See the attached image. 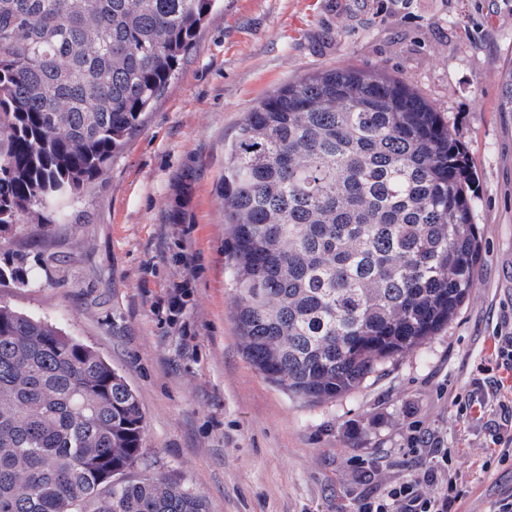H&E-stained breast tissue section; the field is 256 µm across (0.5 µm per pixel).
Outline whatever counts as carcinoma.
I'll return each instance as SVG.
<instances>
[{"instance_id": "cac0c4a2", "label": "carcinoma", "mask_w": 512, "mask_h": 512, "mask_svg": "<svg viewBox=\"0 0 512 512\" xmlns=\"http://www.w3.org/2000/svg\"><path fill=\"white\" fill-rule=\"evenodd\" d=\"M215 0H0V231L107 169L175 78ZM463 148L382 68L262 99L224 152L225 265L246 357L308 402L356 388L447 325L480 257ZM26 285L19 265L0 283ZM144 418L125 379L0 305V512H205L131 475Z\"/></svg>"}]
</instances>
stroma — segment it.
<instances>
[{
    "instance_id": "35a3bbf8",
    "label": "stroma",
    "mask_w": 512,
    "mask_h": 512,
    "mask_svg": "<svg viewBox=\"0 0 512 512\" xmlns=\"http://www.w3.org/2000/svg\"><path fill=\"white\" fill-rule=\"evenodd\" d=\"M512 0H218L176 78L106 172L53 211L0 232V266L29 284L0 304L98 350L135 390L144 468L174 475L206 512H355L430 465L413 425L457 449L462 512H490L512 466L481 465L499 412L461 423L455 396L512 330ZM379 66L460 140L480 258L456 317L413 352L323 403L293 397L246 357L224 261V146L246 112L305 75Z\"/></svg>"
}]
</instances>
